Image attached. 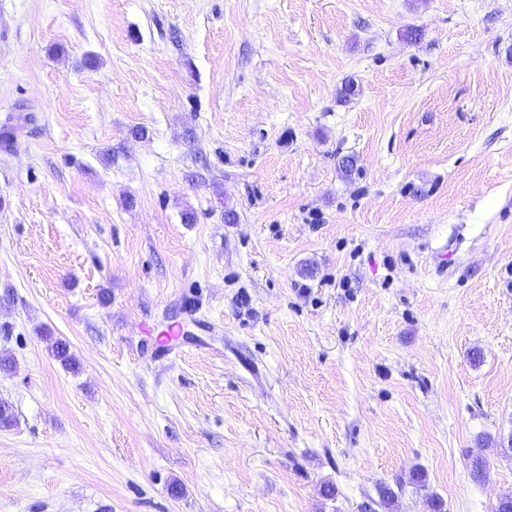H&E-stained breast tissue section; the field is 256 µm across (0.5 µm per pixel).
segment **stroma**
<instances>
[{"mask_svg":"<svg viewBox=\"0 0 512 512\" xmlns=\"http://www.w3.org/2000/svg\"><path fill=\"white\" fill-rule=\"evenodd\" d=\"M18 114L0 512L512 496V0H0Z\"/></svg>","mask_w":512,"mask_h":512,"instance_id":"1","label":"stroma"}]
</instances>
